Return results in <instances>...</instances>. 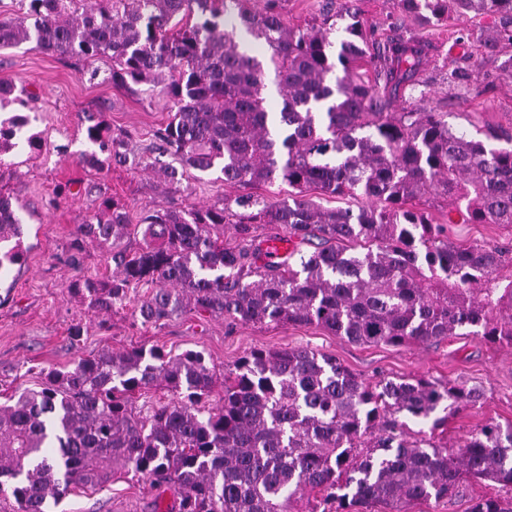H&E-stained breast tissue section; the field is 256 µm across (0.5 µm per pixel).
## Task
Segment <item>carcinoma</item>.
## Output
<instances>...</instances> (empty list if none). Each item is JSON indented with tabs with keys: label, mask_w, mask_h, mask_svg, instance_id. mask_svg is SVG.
<instances>
[{
	"label": "carcinoma",
	"mask_w": 512,
	"mask_h": 512,
	"mask_svg": "<svg viewBox=\"0 0 512 512\" xmlns=\"http://www.w3.org/2000/svg\"><path fill=\"white\" fill-rule=\"evenodd\" d=\"M249 0H21L0 19V47L35 43L77 60L134 93L157 90L168 115L156 150L180 167L161 169L171 185L187 170L216 172L233 187L280 182L283 201L252 193L220 206L158 209L139 227L144 246L116 245L130 227L126 208L105 199L79 225L76 241L113 249L105 278L71 282L99 312L148 288L142 323L191 311L231 321L316 324L360 345L423 344L479 336L512 348V244L457 243L421 208L448 199L450 224L512 227V139L491 146L459 133L443 112H394L419 86L425 45L412 36L371 41L355 17L326 13L290 27L276 0L257 12ZM417 22L489 15V52L512 46V0H394ZM350 19L345 27L339 22ZM246 32L265 59L240 46ZM271 70L282 107L267 108ZM97 150L83 161L103 169L121 144L89 113ZM27 122L0 120V154L37 136ZM360 196L328 208L313 196ZM22 206L0 194V272L24 261ZM262 224L295 243L285 260L263 259ZM235 241H224V229ZM312 245L309 254L301 246ZM254 281H248L250 277ZM204 356L157 345L101 350L48 373L39 390L0 405V495L16 512H49L68 492L95 491L133 472L173 504L154 512H349L383 504L452 498L466 479L512 486V426L486 423L454 449L435 438L409 440L398 414L426 420L482 397L478 387L429 379L368 383L308 348L254 349L224 376V394ZM163 387L175 400L135 397ZM469 512H512V498L477 497Z\"/></svg>",
	"instance_id": "cac0c4a2"
}]
</instances>
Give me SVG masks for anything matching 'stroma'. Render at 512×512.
Returning <instances> with one entry per match:
<instances>
[{
	"instance_id": "35a3bbf8",
	"label": "stroma",
	"mask_w": 512,
	"mask_h": 512,
	"mask_svg": "<svg viewBox=\"0 0 512 512\" xmlns=\"http://www.w3.org/2000/svg\"><path fill=\"white\" fill-rule=\"evenodd\" d=\"M354 6L377 36L410 34L427 45L422 78L428 97L404 96L395 110L444 112L467 135H512V80L502 75V53L487 52L479 43L493 26L489 16L419 24L404 18L391 0H335ZM0 81L38 97L39 109L20 103L8 111L28 115L30 132L40 138L38 150L19 144L0 157V193L16 196L26 208L22 266L0 279V403L16 389H40L52 370L72 366L80 358L109 349L159 345L175 353L204 355L216 377L235 369L240 358L256 348L304 347L335 357L367 381L430 379L479 387L477 404L449 416L441 428L431 421L407 418L411 434L435 433L459 446L480 425L494 421L512 425V349L477 336H451L428 344L366 346L335 336L317 325L231 324L220 317L185 312L160 326L142 324L137 315L140 295L113 308L107 318L69 293L70 281L106 277L115 268L97 244L75 245V230L104 198L123 203L133 229L120 242L126 253L138 252L143 239L139 223L157 209L223 204L237 188L213 175L189 171L180 185L161 181L151 163L156 133L168 113L157 98L138 95L89 79L80 66L45 54L27 43L0 48ZM96 113L123 143L124 163L96 172L81 159L87 149L85 113ZM83 334L72 337V326ZM512 489L470 480L462 493L440 501L421 500L407 512H468L477 496L510 495ZM155 492L141 477L126 474L91 494H66L55 512H153Z\"/></svg>"
}]
</instances>
